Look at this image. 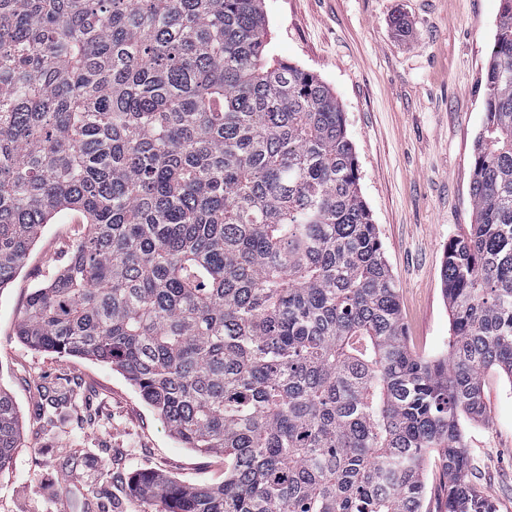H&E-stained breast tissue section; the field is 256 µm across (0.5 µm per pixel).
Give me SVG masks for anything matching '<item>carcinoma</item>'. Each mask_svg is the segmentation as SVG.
Returning a JSON list of instances; mask_svg holds the SVG:
<instances>
[{
	"label": "carcinoma",
	"mask_w": 512,
	"mask_h": 512,
	"mask_svg": "<svg viewBox=\"0 0 512 512\" xmlns=\"http://www.w3.org/2000/svg\"><path fill=\"white\" fill-rule=\"evenodd\" d=\"M264 0H0V289L82 215L20 312L35 350L120 371L224 483L133 476L143 512H498L462 419L512 381V0L448 242V353L409 345L330 88L270 56ZM21 433L0 389V470Z\"/></svg>",
	"instance_id": "1"
}]
</instances>
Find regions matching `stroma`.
Instances as JSON below:
<instances>
[{
	"mask_svg": "<svg viewBox=\"0 0 512 512\" xmlns=\"http://www.w3.org/2000/svg\"><path fill=\"white\" fill-rule=\"evenodd\" d=\"M264 10L276 52L315 73L341 105L409 342L442 354L450 322L440 269L449 240L474 220L473 146L500 0H264ZM399 16L408 35L392 24ZM82 229L75 212L46 225L0 289V388L22 428L11 467L0 471V512H137L128 486L141 471L224 479L223 457L181 447L110 365L37 351L16 336L29 293ZM63 386L78 403L53 409ZM483 401L484 419L464 425L473 479L498 512H512V382L489 373Z\"/></svg>",
	"mask_w": 512,
	"mask_h": 512,
	"instance_id": "35a3bbf8",
	"label": "stroma"
}]
</instances>
